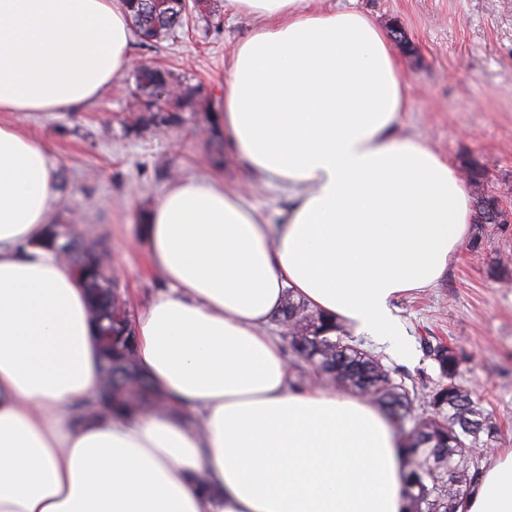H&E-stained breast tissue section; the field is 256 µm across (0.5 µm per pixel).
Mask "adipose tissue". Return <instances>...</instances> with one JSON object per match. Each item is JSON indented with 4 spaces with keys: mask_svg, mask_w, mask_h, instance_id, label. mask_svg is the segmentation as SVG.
Masks as SVG:
<instances>
[{
    "mask_svg": "<svg viewBox=\"0 0 512 512\" xmlns=\"http://www.w3.org/2000/svg\"><path fill=\"white\" fill-rule=\"evenodd\" d=\"M258 19L224 82V139L286 209L185 177L137 240L166 288L131 324L149 421L85 413L97 332L63 258L45 145L0 123V512H408L402 441L371 402L296 387L271 321L288 299L409 345L393 303L434 286L473 221L456 168L406 135L383 31L322 0H224ZM127 0H0V112L98 100L131 65ZM458 512H512V451ZM250 200L258 210L269 217L275 216L276 212L284 206V201L271 191H254Z\"/></svg>",
    "mask_w": 512,
    "mask_h": 512,
    "instance_id": "adipose-tissue-1",
    "label": "adipose tissue"
}]
</instances>
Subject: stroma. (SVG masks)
I'll list each match as a JSON object with an SVG mask.
<instances>
[{"instance_id": "1", "label": "stroma", "mask_w": 512, "mask_h": 512, "mask_svg": "<svg viewBox=\"0 0 512 512\" xmlns=\"http://www.w3.org/2000/svg\"><path fill=\"white\" fill-rule=\"evenodd\" d=\"M391 36L410 88L402 123L459 170L470 198L493 196L508 219L473 223L456 261L435 287L395 303L411 347L407 358L374 346L383 364L411 376L421 391L441 379L428 345L460 359L459 382L498 426L491 451L512 449V0H353ZM255 26L229 17L224 0H196L189 19L157 41L135 39L131 71L91 105L65 112H2L0 121L44 141L61 203L50 217L104 240L128 311L164 282L147 272L144 249L127 244L148 210L178 177L209 176L250 190L272 217L284 202L252 191L254 177L224 145L219 91L233 50ZM159 66L191 100L184 121L142 127L146 108L135 70ZM480 178H471V171Z\"/></svg>"}]
</instances>
